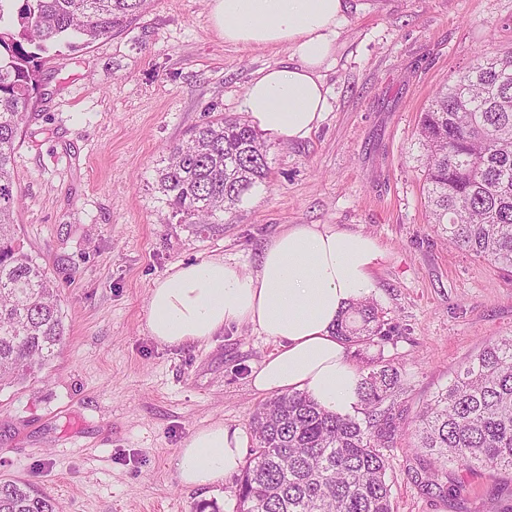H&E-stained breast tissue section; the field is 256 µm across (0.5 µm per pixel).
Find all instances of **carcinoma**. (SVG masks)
<instances>
[{"label":"carcinoma","instance_id":"carcinoma-1","mask_svg":"<svg viewBox=\"0 0 512 512\" xmlns=\"http://www.w3.org/2000/svg\"><path fill=\"white\" fill-rule=\"evenodd\" d=\"M147 0H0V386L26 380L62 343L64 316L45 266L18 237L17 138L50 52L109 37ZM429 223L472 256L512 267V51L485 54L439 88L420 113ZM165 204L204 232L266 182L258 132L224 115L168 149L156 170ZM390 333L364 300L336 324L349 345ZM401 376L388 362L361 373L359 407L339 415L303 392L276 395L254 411L255 446L237 479L236 512H393L386 479L402 414ZM416 449L428 460L412 479L426 492L457 496L440 482L448 465L512 475V336L471 358L418 416ZM0 512H57L55 499L19 480L0 481Z\"/></svg>","mask_w":512,"mask_h":512}]
</instances>
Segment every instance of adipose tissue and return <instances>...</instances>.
<instances>
[{
    "label": "adipose tissue",
    "mask_w": 512,
    "mask_h": 512,
    "mask_svg": "<svg viewBox=\"0 0 512 512\" xmlns=\"http://www.w3.org/2000/svg\"><path fill=\"white\" fill-rule=\"evenodd\" d=\"M346 0H212L227 43L288 45L293 61L259 71L241 107L254 126L286 141L307 138L323 121L322 70L333 60ZM384 250L374 237L335 224H291L264 247L251 271L212 257L180 263L148 296L147 328L160 343L203 344L224 328L250 326L277 348L252 373L263 394L307 393L320 406L353 413L358 369L336 323L371 297ZM247 438L217 421L182 443L175 467L189 489L211 487L239 471Z\"/></svg>",
    "instance_id": "adipose-tissue-1"
}]
</instances>
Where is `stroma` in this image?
Instances as JSON below:
<instances>
[{"label":"stroma","mask_w":512,"mask_h":512,"mask_svg":"<svg viewBox=\"0 0 512 512\" xmlns=\"http://www.w3.org/2000/svg\"><path fill=\"white\" fill-rule=\"evenodd\" d=\"M327 112L308 138L264 134L269 177L220 229L197 234L165 205L155 169L209 115L242 117L258 71L284 45L225 43L208 0H147L109 37L43 62L14 177L18 235L59 289L64 342L50 366L0 388V481L61 512H235V476L188 489L181 443L215 421L248 429L264 397L250 374L276 345L252 327L170 347L146 326L154 282L221 256L253 269L289 224H336L385 251L373 296L392 328L351 345L359 371L400 372L404 426L389 457L393 512H512V480L449 468L447 500L412 478L415 420L455 370L512 335V269L449 244L428 222L418 119L438 86L485 52L512 49V0H348Z\"/></svg>","instance_id":"35a3bbf8"}]
</instances>
